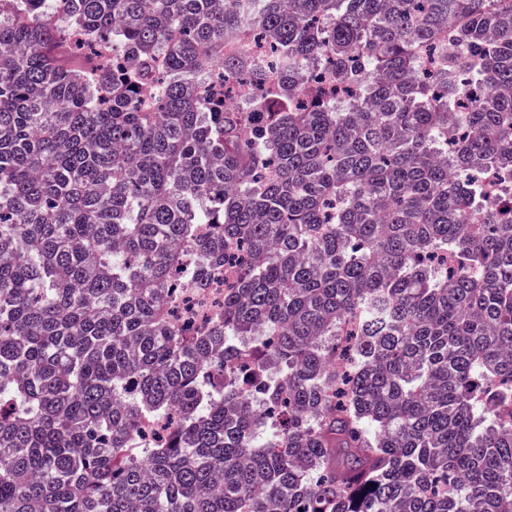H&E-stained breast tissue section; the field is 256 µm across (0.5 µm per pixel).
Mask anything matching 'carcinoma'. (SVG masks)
<instances>
[{
  "mask_svg": "<svg viewBox=\"0 0 512 512\" xmlns=\"http://www.w3.org/2000/svg\"><path fill=\"white\" fill-rule=\"evenodd\" d=\"M486 170L512 0H0V512H512ZM185 300L184 308L176 314L177 319L185 325L219 316L224 305V272L222 269L213 277L208 288H193L184 293L183 303ZM187 306H190L194 315L185 312Z\"/></svg>",
  "mask_w": 512,
  "mask_h": 512,
  "instance_id": "obj_1",
  "label": "carcinoma"
}]
</instances>
